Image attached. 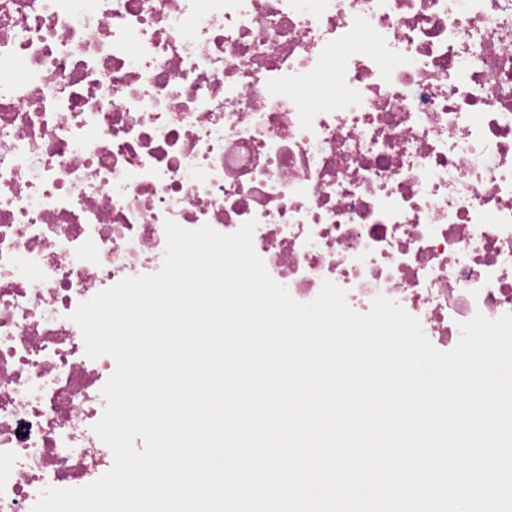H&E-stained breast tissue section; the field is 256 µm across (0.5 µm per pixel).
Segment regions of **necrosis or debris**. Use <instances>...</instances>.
<instances>
[{
  "label": "necrosis or debris",
  "instance_id": "1",
  "mask_svg": "<svg viewBox=\"0 0 512 512\" xmlns=\"http://www.w3.org/2000/svg\"><path fill=\"white\" fill-rule=\"evenodd\" d=\"M169 219L442 352L512 314V0H0V512L111 469L70 315Z\"/></svg>",
  "mask_w": 512,
  "mask_h": 512
}]
</instances>
